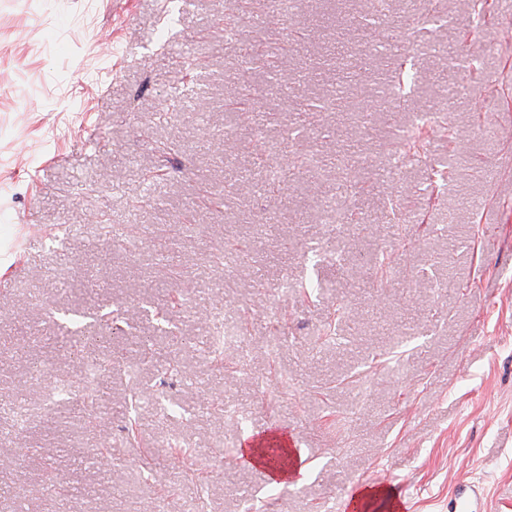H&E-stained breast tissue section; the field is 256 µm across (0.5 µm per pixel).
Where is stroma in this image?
<instances>
[{"label":"stroma","mask_w":512,"mask_h":512,"mask_svg":"<svg viewBox=\"0 0 512 512\" xmlns=\"http://www.w3.org/2000/svg\"><path fill=\"white\" fill-rule=\"evenodd\" d=\"M470 4L296 0L277 19L273 0H0V502L351 512L370 486L449 512L474 482L483 512H512V0L481 22ZM258 39L273 67L244 63ZM403 62L434 125L397 167L412 106L382 89ZM63 308L122 330L72 354ZM226 330L219 364L201 341ZM173 359L185 378L162 376ZM60 381L65 413L46 406ZM269 429L292 435L300 481L241 463ZM105 439L116 457L89 462Z\"/></svg>","instance_id":"35a3bbf8"}]
</instances>
